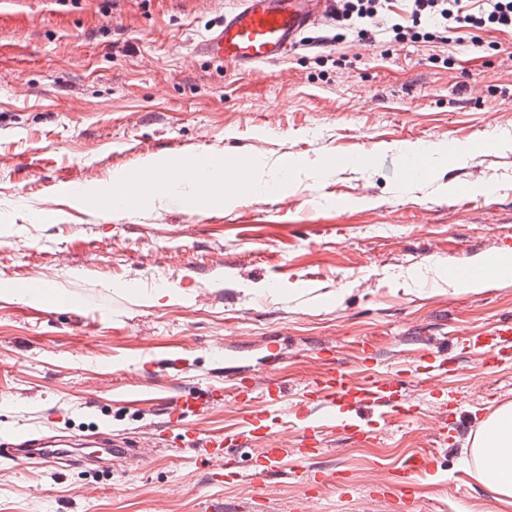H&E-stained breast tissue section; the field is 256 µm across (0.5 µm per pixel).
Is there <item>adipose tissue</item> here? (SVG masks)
<instances>
[{"label":"adipose tissue","instance_id":"obj_1","mask_svg":"<svg viewBox=\"0 0 512 512\" xmlns=\"http://www.w3.org/2000/svg\"><path fill=\"white\" fill-rule=\"evenodd\" d=\"M234 157H225L223 163L212 169L211 184H204L197 173L196 166L180 160L161 156L146 157L143 167L151 174L146 180L150 188L152 201L162 205L175 203L177 191L191 189L194 204L206 207L224 208L238 202L240 195L234 188L228 174L235 168ZM483 438L478 442L474 453L483 455L491 451L493 466L478 469L480 482L490 487L501 499L512 497V405L498 407L483 427Z\"/></svg>","mask_w":512,"mask_h":512}]
</instances>
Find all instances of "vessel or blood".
<instances>
[{
    "label": "vessel or blood",
    "instance_id": "1",
    "mask_svg": "<svg viewBox=\"0 0 512 512\" xmlns=\"http://www.w3.org/2000/svg\"><path fill=\"white\" fill-rule=\"evenodd\" d=\"M329 0H239L225 13L217 28L202 41L197 51L213 61L239 69L252 70L287 56L296 36L313 24L318 5ZM467 351L480 356L487 371L512 360V320L503 319L485 336H460L453 346H430L421 356L416 372L420 379L408 381L398 373L374 372L364 378L355 375L338 358H331L328 368L314 373L298 394L289 401L288 388L277 372L262 378L242 376L225 395L241 404L260 400L263 408L247 413L237 429L201 435L181 428L187 412L207 411L216 392L206 389L195 395H181L166 407L172 427L180 428L183 440L191 446L208 448L214 460H233L235 451L257 445L261 474L283 471L287 463L307 465L324 452V437L336 432L347 438L374 440L379 425L388 420L410 421L419 415L414 390L428 393L441 407L455 402L449 392L447 377L456 368L457 353ZM292 434V441H282V434ZM9 446L36 447L52 454L56 443L37 428L10 437ZM435 470V458L428 454L410 456L398 473L378 475L375 487L395 492V512H409L407 496L411 484Z\"/></svg>",
    "mask_w": 512,
    "mask_h": 512
}]
</instances>
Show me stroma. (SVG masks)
Wrapping results in <instances>:
<instances>
[{
	"label": "stroma",
	"instance_id": "stroma-1",
	"mask_svg": "<svg viewBox=\"0 0 512 512\" xmlns=\"http://www.w3.org/2000/svg\"><path fill=\"white\" fill-rule=\"evenodd\" d=\"M235 0H0V443L41 427L96 440L57 467L39 450L5 459L0 512H297L302 475L215 482L202 449L134 466L103 442L150 440L163 407L232 374L277 369L298 393L319 349L365 372L412 370L418 352L512 317V281L454 293L490 250L512 251V32L481 47L383 49L320 24L282 62L240 72L195 50ZM453 140L467 158L416 182L393 144ZM199 153L305 164L287 197L225 209L157 206L115 216L77 209L61 190L110 184L145 156ZM362 166H354V155ZM331 172L320 178L318 167ZM493 184V195L479 194ZM65 294L70 308L49 298ZM460 401L382 427L377 441L336 434L309 466L341 473L314 512H389L373 502L384 456L434 451L416 512H512L474 476L469 441L512 403V362L461 361Z\"/></svg>",
	"mask_w": 512,
	"mask_h": 512
}]
</instances>
